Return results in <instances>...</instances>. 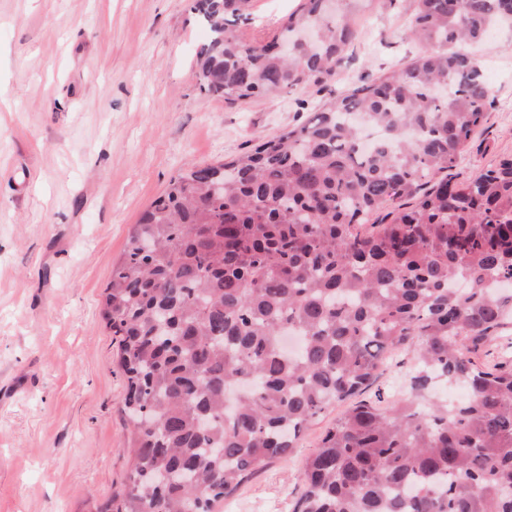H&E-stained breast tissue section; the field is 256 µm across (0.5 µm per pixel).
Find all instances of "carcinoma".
Wrapping results in <instances>:
<instances>
[{"label":"carcinoma","instance_id":"obj_1","mask_svg":"<svg viewBox=\"0 0 512 512\" xmlns=\"http://www.w3.org/2000/svg\"><path fill=\"white\" fill-rule=\"evenodd\" d=\"M249 3L193 0L199 87L227 101L332 80L366 0H304L286 57L236 34ZM509 24L512 0H417L407 65L188 166L142 215L105 296L134 453L112 512H215L404 350L406 394L324 432L293 512H512V365L475 359L512 324V155L451 173L491 105L478 50ZM452 382L468 399L436 395Z\"/></svg>","mask_w":512,"mask_h":512}]
</instances>
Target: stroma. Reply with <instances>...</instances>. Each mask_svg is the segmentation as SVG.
Returning <instances> with one entry per match:
<instances>
[{"instance_id": "stroma-1", "label": "stroma", "mask_w": 512, "mask_h": 512, "mask_svg": "<svg viewBox=\"0 0 512 512\" xmlns=\"http://www.w3.org/2000/svg\"><path fill=\"white\" fill-rule=\"evenodd\" d=\"M415 5L373 0L326 85L229 102L198 86L209 30L189 0H0V512H103L123 489L133 453L104 307L141 215L189 164L233 157L407 63ZM297 6L252 0L235 30L268 43ZM480 54L493 105L460 180L512 154V29ZM350 406L329 407L220 512H291L305 454Z\"/></svg>"}]
</instances>
